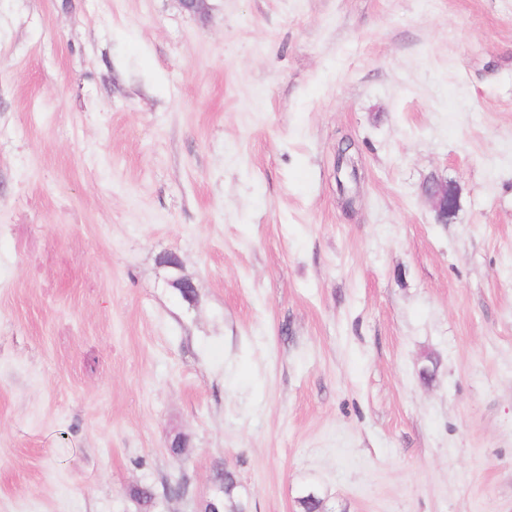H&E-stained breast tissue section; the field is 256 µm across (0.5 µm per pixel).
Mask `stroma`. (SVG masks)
<instances>
[{
  "label": "stroma",
  "instance_id": "35a3bbf8",
  "mask_svg": "<svg viewBox=\"0 0 512 512\" xmlns=\"http://www.w3.org/2000/svg\"><path fill=\"white\" fill-rule=\"evenodd\" d=\"M224 470L512 512V0H0V512ZM424 194L433 203L437 223L446 224L458 207L456 186L446 180L433 179L424 187Z\"/></svg>",
  "mask_w": 512,
  "mask_h": 512
}]
</instances>
